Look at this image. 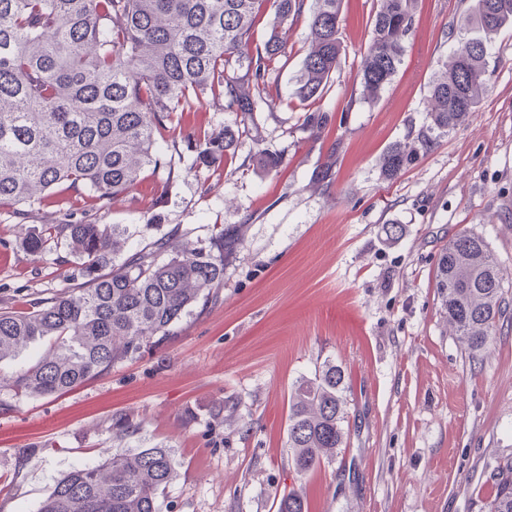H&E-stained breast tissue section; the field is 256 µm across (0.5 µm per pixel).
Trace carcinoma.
Returning <instances> with one entry per match:
<instances>
[{"label":"carcinoma","instance_id":"carcinoma-1","mask_svg":"<svg viewBox=\"0 0 512 512\" xmlns=\"http://www.w3.org/2000/svg\"><path fill=\"white\" fill-rule=\"evenodd\" d=\"M0 0V204L18 214L65 185L84 192L89 219L50 224L31 237L40 251L63 237L82 260L77 288L23 295L0 309V362L34 342L43 353L11 377L18 396L47 397L105 375L112 365L157 347L199 303L224 286V264L240 245L234 228L208 244L169 253L161 237L122 261L126 241L96 218L111 200L130 194L147 169L181 176L157 136L207 95L235 115L224 135L196 139L198 155L221 160L242 148L240 129L254 123L265 76L285 54L280 29L307 17L310 48L295 77L303 103L323 97L341 64L342 0ZM272 8L271 32L253 45L256 24ZM414 0H379L361 78L374 100L398 74L413 30ZM512 28V0H473L465 23L429 89L425 123L393 143L381 169L394 177L436 140L472 116L486 91L495 37ZM256 167L280 159L249 148ZM436 288L455 335L471 356L497 327L508 290L500 261L480 234L465 231L440 255ZM345 375L327 360L288 400V449L306 475L336 460L344 441ZM139 427L112 419L118 442ZM180 461L169 448H114L107 461L67 473L39 512H163L164 493ZM488 512H512V461L490 475ZM276 512H306L290 492Z\"/></svg>","mask_w":512,"mask_h":512}]
</instances>
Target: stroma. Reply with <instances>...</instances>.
<instances>
[{
	"instance_id": "35a3bbf8",
	"label": "stroma",
	"mask_w": 512,
	"mask_h": 512,
	"mask_svg": "<svg viewBox=\"0 0 512 512\" xmlns=\"http://www.w3.org/2000/svg\"><path fill=\"white\" fill-rule=\"evenodd\" d=\"M377 0H343L345 54L320 101L304 105L294 77L309 49L306 20L285 26L286 55L267 76L260 146L199 159L180 141L181 175L146 173L102 221L129 249L169 236L170 248L236 227L242 243L224 285L149 354L57 397L15 396L5 378L40 344L0 362V512H39L56 482L101 465L112 419L140 426L131 448L163 446L181 462L169 512H276L288 492L308 512H487L490 474L512 458V303L486 349L468 357L442 312L437 262L463 231L483 235L512 281V32L496 39L488 91L475 113L395 178L380 158L418 131L429 86L454 42L465 0H417L398 75L359 97ZM234 116L204 99L187 130L223 133ZM84 216L83 201L52 195L19 220L0 204V307L20 293L83 280L65 244L30 250L47 224ZM389 224L403 234L391 239ZM345 374V443L333 463L301 476L288 458V398L325 360Z\"/></svg>"
}]
</instances>
